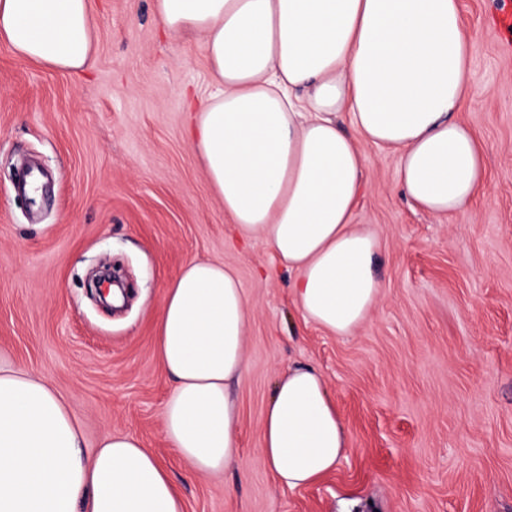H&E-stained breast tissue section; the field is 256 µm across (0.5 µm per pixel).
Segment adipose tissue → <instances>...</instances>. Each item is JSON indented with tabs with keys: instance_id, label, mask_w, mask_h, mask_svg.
<instances>
[{
	"instance_id": "1",
	"label": "adipose tissue",
	"mask_w": 512,
	"mask_h": 512,
	"mask_svg": "<svg viewBox=\"0 0 512 512\" xmlns=\"http://www.w3.org/2000/svg\"><path fill=\"white\" fill-rule=\"evenodd\" d=\"M169 35L205 48L213 92L192 138L224 213L294 272L303 316L358 328L383 287L377 238L352 222L364 146L396 153L406 197L435 215L465 210L486 183L484 147L458 114L474 45L460 0H154ZM0 40L22 59L77 72L96 46L92 0H0ZM250 307L237 272L189 261L166 289L157 354L175 386L171 447L220 474L238 450L232 384L248 366ZM76 412L45 379L0 366V512H185L164 464L128 432L84 453ZM347 437L326 382L292 368L277 382L260 455L296 489L333 471Z\"/></svg>"
}]
</instances>
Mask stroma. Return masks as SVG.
<instances>
[{
    "mask_svg": "<svg viewBox=\"0 0 512 512\" xmlns=\"http://www.w3.org/2000/svg\"><path fill=\"white\" fill-rule=\"evenodd\" d=\"M460 3L476 89L459 117L485 144L486 187L433 215L404 195L396 155L366 147L352 222L379 241L384 288L348 336L306 321L292 273L225 216L188 138V105L212 90L205 49L169 37L154 0H92L96 52L78 72L0 43V361L61 393L89 448L135 434L186 512H512V50L487 24L505 0ZM194 259L234 267L251 309L232 389L240 449L217 476L196 473L162 423L173 383L156 324ZM99 266L123 277V309L96 302ZM296 366L325 378L349 451L290 490L259 448Z\"/></svg>",
    "mask_w": 512,
    "mask_h": 512,
    "instance_id": "35a3bbf8",
    "label": "stroma"
}]
</instances>
